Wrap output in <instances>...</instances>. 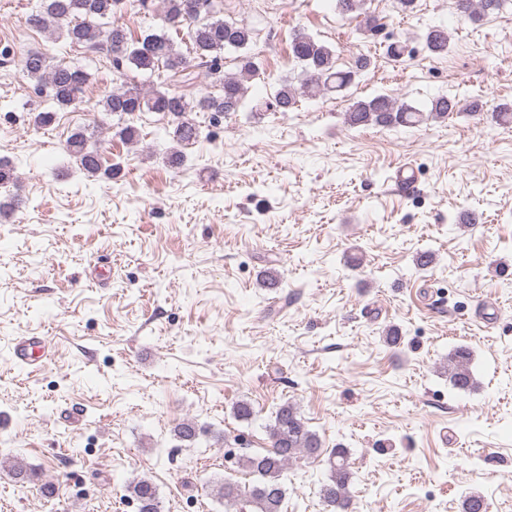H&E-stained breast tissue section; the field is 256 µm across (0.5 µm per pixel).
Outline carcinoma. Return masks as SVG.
I'll return each instance as SVG.
<instances>
[{
	"mask_svg": "<svg viewBox=\"0 0 512 512\" xmlns=\"http://www.w3.org/2000/svg\"><path fill=\"white\" fill-rule=\"evenodd\" d=\"M508 4L509 0H454L456 13L470 20L498 13ZM163 5L162 26L136 41L128 38L119 22L114 21L106 28L102 20L127 7L147 10L149 0H38L27 22L38 29L51 26L56 39L63 40L69 47L102 53L115 71L124 67L135 69L162 86L184 83L190 69L203 68L210 90L195 98L168 89L147 92L135 83H124L101 100L104 112L110 115L162 112L172 116L173 131L169 136L176 147L170 150L168 163L176 166L183 161L177 147L194 143L201 135L200 125L189 118L190 113L206 112L214 123L234 112L259 111V105L247 102L246 86V82L258 74V66L255 57L245 53L237 57L236 73H224V53L245 49L253 39L251 28L224 20V0H163ZM182 32L185 36L175 40L174 35ZM421 40L432 54L448 52V30L442 26L427 27ZM291 53L301 67L299 85L288 79L280 80L274 94L264 102L268 110L286 112L301 97L341 91L370 66V59L359 54L348 69H336V53L302 30L294 33ZM22 74L35 81L36 90L45 97L46 107L34 116V123L40 127L50 126L57 113L81 103L88 81L86 72L62 60L48 66L45 56L39 52L24 56ZM457 111L456 100L444 95L432 98L422 110L382 94L355 101L346 112V121L352 127H412L429 118L445 119ZM89 139L85 128L72 133L66 142L67 151L89 176L117 177L120 168L103 167L98 150L89 147ZM470 362L471 353L465 347L455 349L448 356V378L454 388L473 387ZM269 439L270 449L264 453L253 454L242 449L237 465L254 476L255 481L247 487L224 483L218 494L224 498L225 506L245 502L253 512H281L286 494L282 481L284 470L296 459L315 460L322 454L321 440L308 429L298 408L288 401L277 408L269 427ZM327 464L329 476L320 488L324 504L330 512H352L347 449H332ZM126 491L136 502L138 512H160L157 491L150 479L143 477L133 481Z\"/></svg>",
	"mask_w": 512,
	"mask_h": 512,
	"instance_id": "carcinoma-1",
	"label": "carcinoma"
}]
</instances>
